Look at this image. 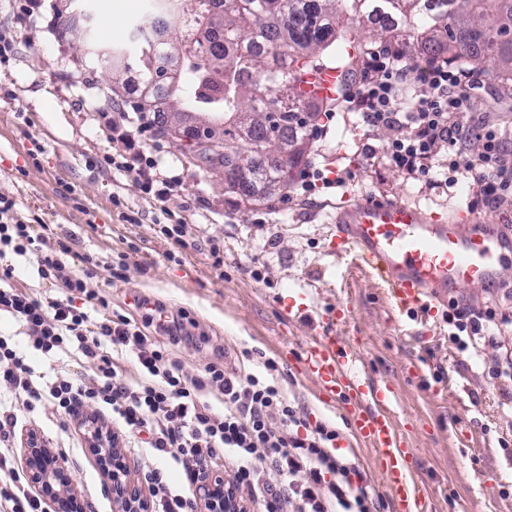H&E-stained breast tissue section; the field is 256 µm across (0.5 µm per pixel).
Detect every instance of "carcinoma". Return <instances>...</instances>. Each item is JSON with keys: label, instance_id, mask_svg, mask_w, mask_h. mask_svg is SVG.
Listing matches in <instances>:
<instances>
[{"label": "carcinoma", "instance_id": "obj_1", "mask_svg": "<svg viewBox=\"0 0 512 512\" xmlns=\"http://www.w3.org/2000/svg\"><path fill=\"white\" fill-rule=\"evenodd\" d=\"M380 13L396 17L400 27L392 35L373 29L371 37L391 39L411 56L446 57L463 69L481 60L489 76L512 82V0H224L220 31L202 10L184 17L186 29L203 43L200 53L185 59L175 92L164 78L174 46L140 38L141 100L151 103L163 90L179 96L185 109L221 116L224 144L243 143L241 157L224 155V170L233 171L241 160L251 181L269 187L283 163L293 170L304 161L278 156V149L306 133L302 75L327 50L333 58L343 56L351 38H338L339 29L348 34ZM255 41L266 44V54L248 50ZM210 67L220 68L222 82L207 94L200 86Z\"/></svg>", "mask_w": 512, "mask_h": 512}]
</instances>
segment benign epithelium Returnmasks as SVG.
Returning a JSON list of instances; mask_svg holds the SVG:
<instances>
[{
	"label": "benign epithelium",
	"instance_id": "7a95c632",
	"mask_svg": "<svg viewBox=\"0 0 512 512\" xmlns=\"http://www.w3.org/2000/svg\"><path fill=\"white\" fill-rule=\"evenodd\" d=\"M168 136L190 152L204 148L210 155L224 156V140L205 124H189L179 115L169 119ZM86 442L100 468L112 481L113 512H143L147 498L129 478V468L112 435L91 416L82 418ZM24 469L31 486L44 498L52 512H87V505L65 465L64 459L36 435H28L24 446ZM204 503L209 512H239L237 492H229L222 475L207 477Z\"/></svg>",
	"mask_w": 512,
	"mask_h": 512
}]
</instances>
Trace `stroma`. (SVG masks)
Segmentation results:
<instances>
[{
  "instance_id": "stroma-1",
  "label": "stroma",
  "mask_w": 512,
  "mask_h": 512,
  "mask_svg": "<svg viewBox=\"0 0 512 512\" xmlns=\"http://www.w3.org/2000/svg\"><path fill=\"white\" fill-rule=\"evenodd\" d=\"M141 3L0 0V196L14 201L17 218L35 233L70 243V273L82 272V255L93 256L89 288L172 350L186 371L274 360L288 399L310 422L338 432L334 453L354 462L368 484L370 512H394L374 454L301 364L330 320L334 335L360 350L369 376L393 386L391 413L417 455L435 512H512V381L491 378L483 363L497 349L474 356L449 340L440 313L421 318L392 307L373 276L337 257L331 234L337 206L362 193L446 218L464 209L492 224L512 225V207L476 203L468 181L449 188L384 164L364 147H380L388 131L366 128L344 106L318 114L325 136L306 138L303 168L324 176L315 190L304 187L297 169L285 189L225 191L220 162L199 164L159 134L166 114L136 119L137 70L125 87L112 86L109 56L136 57ZM129 136L149 159L138 171L116 166ZM175 223L186 228L183 240L159 231ZM122 259L126 278L111 281V266ZM158 306L181 323V335L150 324ZM0 334L26 350L36 373L90 370L77 351L49 363L9 316L0 317ZM15 413L64 457L88 512H112L111 483L79 417L62 420L48 403ZM124 454L142 490L150 488L148 462L182 486L169 456L142 448Z\"/></svg>"
}]
</instances>
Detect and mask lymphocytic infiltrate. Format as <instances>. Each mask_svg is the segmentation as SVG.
<instances>
[{
  "instance_id": "f902f5d3",
  "label": "lymphocytic infiltrate",
  "mask_w": 512,
  "mask_h": 512,
  "mask_svg": "<svg viewBox=\"0 0 512 512\" xmlns=\"http://www.w3.org/2000/svg\"><path fill=\"white\" fill-rule=\"evenodd\" d=\"M484 83L480 70H463L435 59L419 65L406 61L399 46L369 50L360 71H345L339 87L343 101L355 105L372 129L392 133L380 155L414 177L436 172L445 182L472 179L475 198L498 206L512 201V142L497 126L483 121L476 106ZM410 92L409 110L397 109L402 92ZM14 203L0 196V259L6 254L35 256L43 279L56 282L66 298L45 301L12 284V270L0 268V313L11 315L25 330L31 347L45 355L77 348L92 363L90 373L75 379L60 370L37 380L12 337L0 336V383L27 409L50 400L64 417L84 404L111 409L122 433L141 447L165 454L180 467L183 489L172 487L150 470L153 512H197L191 490L209 468L223 465L236 488L248 489L261 512H369L366 487L353 485V464L332 449L338 434L311 424L281 392L274 377L277 365L264 360L263 374L207 364L195 375L121 314L102 322L76 310L71 297L105 305L89 289L95 275L67 271V245L51 246L15 218ZM450 340L466 350L469 338L483 335L496 319L493 308L475 309L449 301L445 314ZM112 348L104 350L101 340ZM131 352L139 365L137 378L121 374L116 351ZM221 403L223 414L213 405ZM17 416L0 411V512H48L46 502L30 494L28 484L6 452L16 436Z\"/></svg>"
}]
</instances>
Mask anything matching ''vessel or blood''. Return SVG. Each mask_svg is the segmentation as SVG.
<instances>
[{"instance_id":"b4317fda","label":"vessel or blood","mask_w":512,"mask_h":512,"mask_svg":"<svg viewBox=\"0 0 512 512\" xmlns=\"http://www.w3.org/2000/svg\"><path fill=\"white\" fill-rule=\"evenodd\" d=\"M333 238L337 254L376 275L403 307L447 305L449 290L488 287L512 265V236L465 213L445 220L399 200L365 197L337 208ZM302 364L372 447L395 512H433L416 477L417 457L386 410L391 386L372 382L356 347L329 335L308 345Z\"/></svg>"}]
</instances>
